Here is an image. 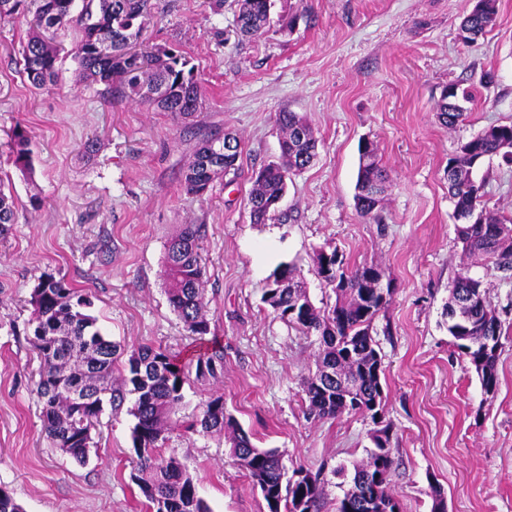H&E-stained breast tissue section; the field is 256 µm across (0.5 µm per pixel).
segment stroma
<instances>
[{
	"label": "stroma",
	"mask_w": 512,
	"mask_h": 512,
	"mask_svg": "<svg viewBox=\"0 0 512 512\" xmlns=\"http://www.w3.org/2000/svg\"><path fill=\"white\" fill-rule=\"evenodd\" d=\"M153 4L144 40L179 48L201 87L200 108L188 118L112 99L103 84L81 80L75 27L61 33L59 89L32 88L16 66L27 19H0V182L16 201V222L0 234V489L25 512L147 510L130 479L133 398L104 410L86 464L43 431L30 294L48 274L88 294L102 334L125 349L160 346L186 361L223 350V373L186 381L177 420L220 396L254 444L277 449L287 469L327 473L366 460L371 419L307 417L317 338L262 301L285 261L314 302L334 304L313 259L336 249L381 268L394 289L372 334L383 357L391 489L401 512H430L435 486L448 512H512V335L502 340L498 387L488 395L443 317L464 266L493 306L512 305V279L491 259L463 262L448 197L449 157L484 127L512 123V0H497L495 26L471 47L458 32L472 0H273V19L297 14L298 26L252 41L235 34L234 0ZM487 72L495 75L489 85ZM451 84L473 94L452 130L436 112ZM283 109L306 116L318 156L289 180L283 218L255 224L249 177L277 160ZM19 124L30 138L28 169L12 162ZM227 132L241 140L238 175L187 194L181 178L195 146ZM366 140L390 181L375 221L363 220L355 202ZM479 172L487 208L512 213V167L494 155ZM183 224L205 227L211 332L201 340L187 334L165 293L166 244ZM165 451L187 466L212 512H267L223 440L177 429Z\"/></svg>",
	"instance_id": "obj_1"
}]
</instances>
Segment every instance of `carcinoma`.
<instances>
[{
    "instance_id": "carcinoma-1",
    "label": "carcinoma",
    "mask_w": 512,
    "mask_h": 512,
    "mask_svg": "<svg viewBox=\"0 0 512 512\" xmlns=\"http://www.w3.org/2000/svg\"><path fill=\"white\" fill-rule=\"evenodd\" d=\"M76 0H0V18L12 16L21 6L33 8L31 30L22 48V73L36 89L54 86L58 80L59 31L75 21L83 29L74 55L82 79L108 86L112 98H129L157 112L188 117L200 106L201 90L188 61L172 49L156 52L135 48L147 20L152 0H83L78 17H73ZM239 35L252 40L270 29L272 0H236ZM497 16L496 0H477L460 28L472 32V42L489 32ZM472 99L467 88L445 87L436 104L439 120L455 128L466 118L465 104ZM281 133L279 160L252 172L248 206L251 221L264 224L281 216L280 205L290 176L306 169L316 156L317 140L307 118L297 112L276 113ZM233 153L217 156L211 140L195 146L193 158L183 172V185L190 194L200 195L223 175L237 174L241 142L230 135ZM14 164L31 163L26 127L17 124L12 133ZM498 155L512 165V123L493 124L462 144L448 159V194L454 210L468 216L456 225L464 257H487L497 269L512 277V218L491 211L483 203L484 179L477 178L482 160ZM388 175L377 159L372 143L360 148L356 182V206L365 220H374L385 201ZM12 196L0 188V232L15 223ZM202 225L184 224L166 247V291L170 305L189 335L199 339L210 333L205 310L203 274L205 258L200 247ZM314 273L332 287L336 302L319 307L311 297L296 304L293 294L305 290L297 269L279 264L263 294V302L278 317L308 336H318L316 369L329 367L357 383V399L346 406L336 404L334 383L314 387L309 378L306 389L308 416L331 419L343 414H365L380 397L382 355L372 336L373 322L388 305L376 294L374 283L384 277L374 265L349 266L344 254L334 249L325 257L316 255ZM33 337L31 344L40 361L38 394L42 403V426L56 447L80 463L87 461L86 440L100 423L104 404L119 406L126 395L135 396L131 409L136 423L132 443L138 462L130 474L153 512H210L198 496L193 477L175 456L161 448L175 429L172 416L183 402V386L195 369L196 377H214L224 368V352L214 350L186 364L167 350L141 346L128 354L125 372L114 375V367L125 349L105 338L96 319L85 312L91 302L82 291L63 277L44 276L31 292ZM448 334L460 354L474 366L484 392L495 393L497 360L504 336V321L491 305L482 283L467 271L457 274L449 288ZM97 394L91 404L78 406L69 392L77 388ZM185 431L216 436L224 440L229 454L265 502L276 499L282 512H320L322 488L319 474L308 482L292 480L278 450L257 447L235 417L226 411L221 396L200 407ZM374 448L367 460L343 467L335 474L346 479L347 488L336 504V512H365L364 502L396 501L390 487L393 465L391 425L384 421L372 434Z\"/></svg>"
}]
</instances>
